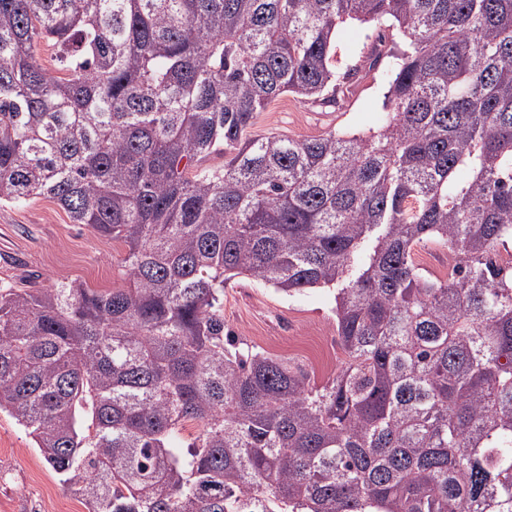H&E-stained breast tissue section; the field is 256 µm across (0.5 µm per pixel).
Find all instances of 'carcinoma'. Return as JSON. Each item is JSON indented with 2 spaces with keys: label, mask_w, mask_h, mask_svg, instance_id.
Here are the masks:
<instances>
[{
  "label": "carcinoma",
  "mask_w": 512,
  "mask_h": 512,
  "mask_svg": "<svg viewBox=\"0 0 512 512\" xmlns=\"http://www.w3.org/2000/svg\"><path fill=\"white\" fill-rule=\"evenodd\" d=\"M379 68L377 130L252 135ZM33 195L126 246L121 288L0 292V411L88 512H512V0H0ZM237 277L335 291L336 377L224 332ZM362 28L359 22L348 21L343 26V31L336 37L335 64L345 68L356 61L355 45L358 39V30ZM416 264L432 276L445 280L448 276V251L435 245L419 248L414 255Z\"/></svg>",
  "instance_id": "1"
}]
</instances>
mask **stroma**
<instances>
[{
    "label": "stroma",
    "mask_w": 512,
    "mask_h": 512,
    "mask_svg": "<svg viewBox=\"0 0 512 512\" xmlns=\"http://www.w3.org/2000/svg\"><path fill=\"white\" fill-rule=\"evenodd\" d=\"M380 74L360 80L334 107L313 106L286 95L260 114L255 130L297 139L337 129L359 134L376 128L383 97ZM123 243L72 223L51 198L35 196L0 206V290L51 288L77 282L106 290L124 284ZM332 290L294 297L237 279L224 290V326L242 347L301 364L312 383L331 381L344 358L336 336ZM0 512H87L54 472L27 430L0 412Z\"/></svg>",
    "instance_id": "1"
}]
</instances>
